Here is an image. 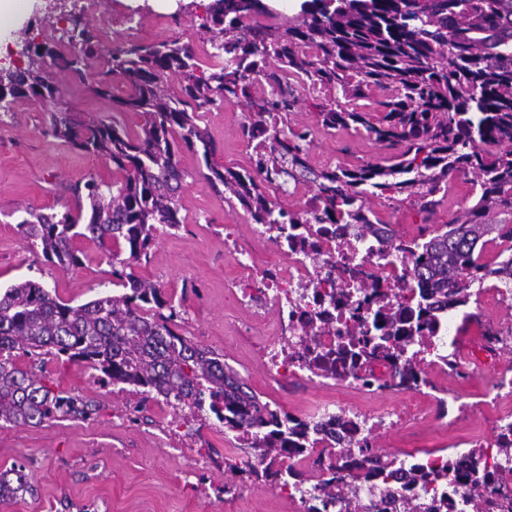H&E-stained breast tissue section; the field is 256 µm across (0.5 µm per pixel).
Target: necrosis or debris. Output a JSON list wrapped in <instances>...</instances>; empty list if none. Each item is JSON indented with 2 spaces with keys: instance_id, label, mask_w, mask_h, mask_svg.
I'll return each mask as SVG.
<instances>
[{
  "instance_id": "4bbe7bcc",
  "label": "necrosis or debris",
  "mask_w": 512,
  "mask_h": 512,
  "mask_svg": "<svg viewBox=\"0 0 512 512\" xmlns=\"http://www.w3.org/2000/svg\"><path fill=\"white\" fill-rule=\"evenodd\" d=\"M254 231L274 243L272 267L256 268L251 253L236 245L228 251L234 266L255 273L253 285L241 291L240 304L259 316L272 309L283 335L261 350L271 381L317 377L366 393L406 397L402 410L375 419L323 404L305 420L306 447L327 460L342 442H362L420 415L427 374L418 370L410 382L401 376L417 350L415 339L402 349L394 337L379 332L368 341L359 330L372 323L380 294L403 287L400 258L375 248L356 224H258Z\"/></svg>"
}]
</instances>
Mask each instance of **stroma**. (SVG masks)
I'll return each mask as SVG.
<instances>
[{
  "instance_id": "1",
  "label": "stroma",
  "mask_w": 512,
  "mask_h": 512,
  "mask_svg": "<svg viewBox=\"0 0 512 512\" xmlns=\"http://www.w3.org/2000/svg\"><path fill=\"white\" fill-rule=\"evenodd\" d=\"M197 31L194 13L177 16L166 10L143 25L140 39L149 43L179 36L199 49L203 43ZM51 76L64 88L71 111L107 120L115 116L130 129L139 124L138 116L116 113L112 103L96 98L65 73L55 70ZM243 116L242 107L235 104L205 115L221 163L248 162L249 152L239 136ZM47 127L46 112L26 100L0 112V286L30 278L78 305L116 291L111 268L98 248L79 241L83 265L64 269L30 248L17 223L30 207L61 210L68 184L93 174L110 177L111 168L47 136ZM390 156L367 137L338 131L315 138L310 161L318 168L335 163L386 165ZM181 205L185 224L159 233L141 273L180 305L188 339L223 354L262 401L293 416L310 415L326 401L372 415L399 406V398L389 394L364 397L307 381L296 382L289 391L271 387L258 348L273 338L274 315L269 312L264 320H255L232 299L231 290L246 284L250 274L227 262L224 227L234 226L238 246L254 252L257 266L271 262L275 247L257 242L244 210L215 195L204 179L188 185ZM467 309L475 318L463 342L473 352L481 350L480 330L512 325V307L500 302L489 300L479 307L471 303ZM486 366L476 382L460 372L428 368L441 396L462 401V415L454 425H445L439 406L430 404L422 419L407 421L397 432L378 433L372 442L375 451L397 454L411 446L446 455L457 435L469 434L478 441L489 437L495 421L478 406L479 383L495 373L512 372V350H499ZM47 368L62 389L93 401L95 412L88 419L0 427V471L21 467L36 488L35 495L0 502V512H299L298 502L284 497L279 488L225 472V458L236 452L233 435L205 426L187 428L172 408L154 401L136 422H129L125 394L99 383L85 364L51 361ZM228 482L236 485L235 493H225Z\"/></svg>"
}]
</instances>
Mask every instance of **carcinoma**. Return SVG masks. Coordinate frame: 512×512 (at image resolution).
I'll return each instance as SVG.
<instances>
[{
  "label": "carcinoma",
  "instance_id": "1",
  "mask_svg": "<svg viewBox=\"0 0 512 512\" xmlns=\"http://www.w3.org/2000/svg\"><path fill=\"white\" fill-rule=\"evenodd\" d=\"M215 2L224 8L208 7L200 25L210 46L205 66L179 37L104 55L88 26L77 23L67 50L35 44L32 26H25L15 40L19 62L0 66V110L21 99L40 104L50 113L48 135L119 175L112 181L92 175L69 187L62 213L25 210L17 223L22 237L63 268L82 265L76 240L93 242L125 289L79 305L32 279L0 290V424L90 416L92 402L62 389L45 370L48 356L84 363L101 373L98 380L124 385L138 407L160 399L220 433H251L244 456L228 470L268 481L279 456L303 453L281 440L300 437L302 420L271 409L224 355L181 334L182 311L136 272L148 263L158 230L185 223L180 199L194 176L180 166L179 154L197 156L210 189L237 201L254 224L297 216L280 201L282 178L305 181L318 203L309 223L362 225L381 251L400 255L409 287L432 284L457 308L488 279L512 288V260L483 263L478 249L489 236L512 244V0H305L295 20L264 26L258 39L249 36L247 19L274 16L261 0L248 11L234 0ZM48 64L118 111L139 115L138 129L59 108L63 92ZM170 76L178 80L176 93ZM308 98L315 100L313 128L295 120ZM226 104L248 107L240 127L252 143L248 169L216 162V144L202 125L205 113ZM336 130L368 137L393 151L396 162L314 167V132ZM459 176L476 203L428 236L402 240L392 217L370 206L375 197L400 195L420 223L431 224ZM396 297H380L374 329L395 325ZM418 297L422 327L450 315L447 303ZM496 445L483 482L465 492L463 512H512L505 492L512 485V440L500 434ZM485 455L471 448L442 467L410 472L393 455L350 444L336 449L327 478H306L313 487L299 497L302 512H320L321 497L337 512H363L362 483L374 478L373 492L399 500V512H433L429 499L438 487L451 477L466 484ZM34 492L23 470L0 473V501Z\"/></svg>",
  "mask_w": 512,
  "mask_h": 512
}]
</instances>
